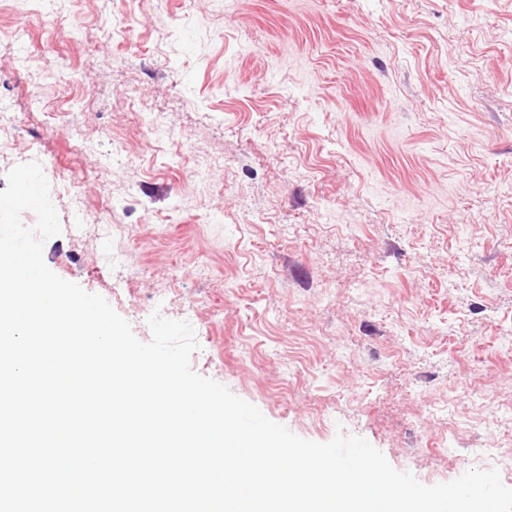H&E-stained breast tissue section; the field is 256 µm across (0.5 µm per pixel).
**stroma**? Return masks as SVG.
Returning a JSON list of instances; mask_svg holds the SVG:
<instances>
[{
	"label": "stroma",
	"instance_id": "35a3bbf8",
	"mask_svg": "<svg viewBox=\"0 0 512 512\" xmlns=\"http://www.w3.org/2000/svg\"><path fill=\"white\" fill-rule=\"evenodd\" d=\"M32 5H0V191L53 163L51 271L143 341L194 302L192 369L303 439L428 486L512 448V0Z\"/></svg>",
	"mask_w": 512,
	"mask_h": 512
}]
</instances>
